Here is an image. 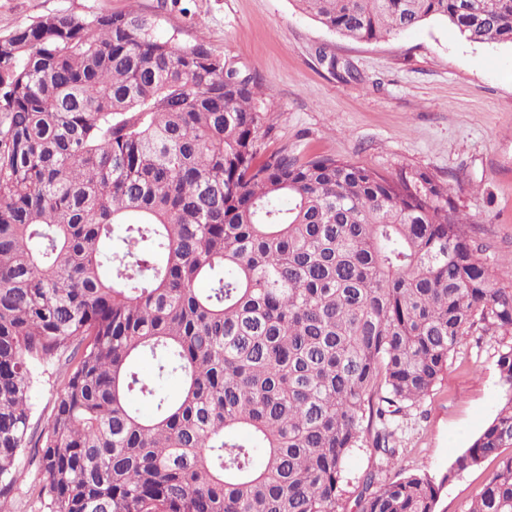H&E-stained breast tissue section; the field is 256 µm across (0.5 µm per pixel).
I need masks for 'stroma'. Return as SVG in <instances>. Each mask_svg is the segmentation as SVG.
Wrapping results in <instances>:
<instances>
[{
    "label": "stroma",
    "instance_id": "stroma-1",
    "mask_svg": "<svg viewBox=\"0 0 512 512\" xmlns=\"http://www.w3.org/2000/svg\"><path fill=\"white\" fill-rule=\"evenodd\" d=\"M133 11L161 36L204 44L257 72L260 152L285 147L347 159L388 176L421 170L448 187L494 280L512 285V47L477 45L430 20L377 42L353 41L294 0H0V36L38 18ZM336 58V70L318 60ZM499 337H466L434 391L396 418L400 463L439 476L494 417L502 399ZM496 467L489 459L441 490L437 512H467ZM13 512H49L38 459L17 460Z\"/></svg>",
    "mask_w": 512,
    "mask_h": 512
}]
</instances>
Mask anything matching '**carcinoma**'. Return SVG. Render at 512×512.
<instances>
[{
	"label": "carcinoma",
	"mask_w": 512,
	"mask_h": 512,
	"mask_svg": "<svg viewBox=\"0 0 512 512\" xmlns=\"http://www.w3.org/2000/svg\"><path fill=\"white\" fill-rule=\"evenodd\" d=\"M296 3L356 41L442 20L512 45V0ZM258 89L133 11L0 37V512L31 443L50 512H343L364 442L354 512H436L491 457L468 512H512V344L496 415L443 476L379 478L394 416L463 338L512 337V287L425 172L256 160ZM62 358L34 441L30 390ZM372 465V458L366 445L361 448H354L349 454L346 464V477L349 483L345 485L346 497H351L353 500L356 490L357 477L360 476L365 470L369 469ZM496 465L497 461L490 458L480 466L458 475L447 483L440 492L436 510L438 512H467L471 502L479 495Z\"/></svg>",
	"instance_id": "carcinoma-1"
}]
</instances>
